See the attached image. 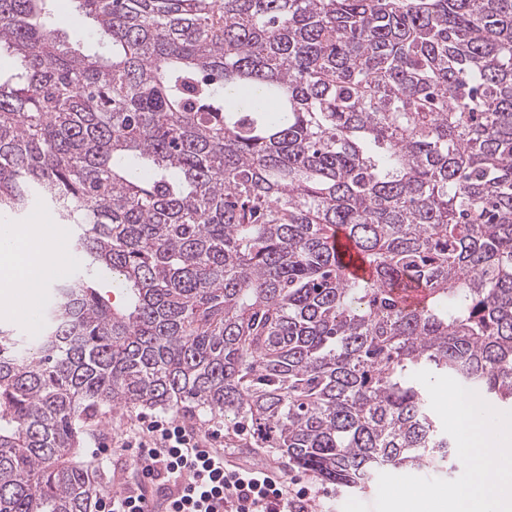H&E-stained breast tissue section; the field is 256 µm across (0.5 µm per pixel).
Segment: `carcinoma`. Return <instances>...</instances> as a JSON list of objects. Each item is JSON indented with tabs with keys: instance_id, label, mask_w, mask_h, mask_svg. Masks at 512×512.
I'll return each instance as SVG.
<instances>
[{
	"instance_id": "cac0c4a2",
	"label": "carcinoma",
	"mask_w": 512,
	"mask_h": 512,
	"mask_svg": "<svg viewBox=\"0 0 512 512\" xmlns=\"http://www.w3.org/2000/svg\"><path fill=\"white\" fill-rule=\"evenodd\" d=\"M52 3L0 0V221L76 257L0 330V512H95L124 408L358 490L457 459L413 373L512 404V0H72L88 54Z\"/></svg>"
}]
</instances>
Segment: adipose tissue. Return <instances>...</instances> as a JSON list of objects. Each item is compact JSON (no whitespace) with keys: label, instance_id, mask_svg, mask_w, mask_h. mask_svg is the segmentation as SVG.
<instances>
[{"label":"adipose tissue","instance_id":"obj_1","mask_svg":"<svg viewBox=\"0 0 512 512\" xmlns=\"http://www.w3.org/2000/svg\"><path fill=\"white\" fill-rule=\"evenodd\" d=\"M56 237L46 224L0 225V308L25 314L19 298L49 282L58 264Z\"/></svg>","mask_w":512,"mask_h":512}]
</instances>
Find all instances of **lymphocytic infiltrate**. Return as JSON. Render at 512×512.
I'll return each mask as SVG.
<instances>
[{"label":"lymphocytic infiltrate","instance_id":"obj_1","mask_svg":"<svg viewBox=\"0 0 512 512\" xmlns=\"http://www.w3.org/2000/svg\"><path fill=\"white\" fill-rule=\"evenodd\" d=\"M220 437L177 418L140 416L120 441L137 453L141 479L99 500L98 512H144L150 496L165 499L167 512H316L308 487H290L272 463L232 462Z\"/></svg>","mask_w":512,"mask_h":512}]
</instances>
